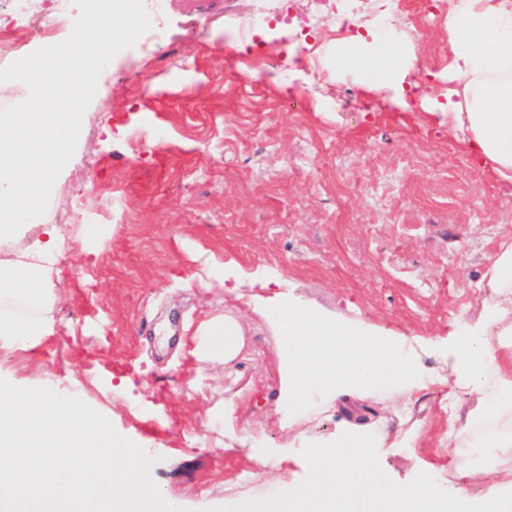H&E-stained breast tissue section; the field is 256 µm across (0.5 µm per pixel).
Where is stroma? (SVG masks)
<instances>
[{"instance_id": "stroma-1", "label": "stroma", "mask_w": 512, "mask_h": 512, "mask_svg": "<svg viewBox=\"0 0 512 512\" xmlns=\"http://www.w3.org/2000/svg\"><path fill=\"white\" fill-rule=\"evenodd\" d=\"M113 0H73L64 42L42 20H23L27 63L51 60L30 81L0 62V110L33 111L60 73L63 43L94 39L89 16ZM141 14L155 0H135ZM164 0L165 24L149 51L139 32L113 38L110 75L64 129L68 150L40 206L16 219L15 249L56 226L64 239L56 331L33 353L0 351V376L81 399L154 459L151 476L179 512H212L285 493L301 483L310 442L350 426L390 436L378 448L394 482L418 473L440 487L485 492L507 461L471 446L474 473L448 457V430L464 428L472 399L449 409V337L486 317L480 283L500 243L512 238V182L463 148L439 111L455 44L448 0L422 13L415 0ZM282 7L246 49L237 17ZM359 17L366 39L395 40L414 57L404 106H386L370 69L337 68L356 34L335 23ZM306 24L311 49L298 56ZM260 70L253 87L241 73ZM143 140L133 153L131 138ZM285 298L356 328L407 338L427 380L376 395L318 397L280 420L278 345L253 315V294ZM230 313L246 347L229 366L196 361L184 375L185 323ZM128 370L108 366L114 348ZM95 351L87 369L77 349ZM235 400L232 417L225 401Z\"/></svg>"}]
</instances>
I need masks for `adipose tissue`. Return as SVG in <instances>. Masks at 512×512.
Wrapping results in <instances>:
<instances>
[{
	"mask_svg": "<svg viewBox=\"0 0 512 512\" xmlns=\"http://www.w3.org/2000/svg\"><path fill=\"white\" fill-rule=\"evenodd\" d=\"M448 29L456 44L452 70L466 77L458 101H449L448 117L468 150L502 179L512 181V0H449ZM341 68L376 69L387 82L399 83L412 63L399 45L387 44L375 52L344 50L336 55ZM90 90L65 82L55 96L66 101L64 112L0 114V181L10 186L0 192V349L32 350L54 332L56 295L50 271L63 255V240L54 226L22 253H13L6 236L10 216L37 207L41 193L66 151L56 139L52 152L43 143L53 131L72 126L80 102ZM490 303L484 325L469 336L448 343L458 396L490 389L494 400L482 406L475 422L485 429L478 440L502 457H512V427L502 424L496 398L512 397V364L502 362L490 336L512 339V320L502 303L512 288V242L502 245L486 282ZM193 356L228 364L243 350L245 332L238 319L220 315L201 321L193 333Z\"/></svg>",
	"mask_w": 512,
	"mask_h": 512,
	"instance_id": "adipose-tissue-1",
	"label": "adipose tissue"
}]
</instances>
